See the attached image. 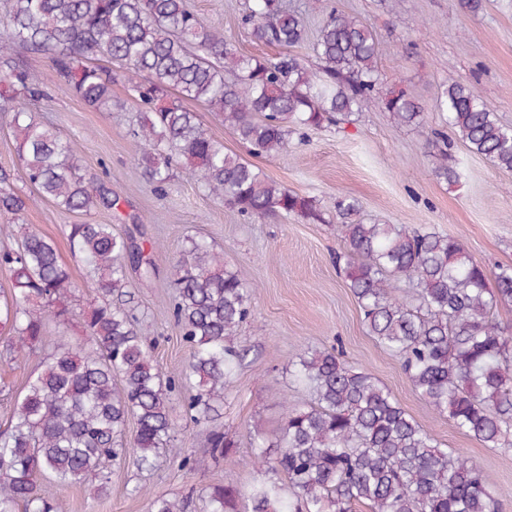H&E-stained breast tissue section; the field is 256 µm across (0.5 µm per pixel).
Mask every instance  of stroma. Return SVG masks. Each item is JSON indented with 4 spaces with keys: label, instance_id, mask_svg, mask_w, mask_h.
I'll return each instance as SVG.
<instances>
[{
    "label": "stroma",
    "instance_id": "stroma-1",
    "mask_svg": "<svg viewBox=\"0 0 512 512\" xmlns=\"http://www.w3.org/2000/svg\"><path fill=\"white\" fill-rule=\"evenodd\" d=\"M213 27L223 30L240 51L272 56L276 49L253 42L241 23L242 0H190ZM302 11L310 29L325 12L338 10L368 25L378 42L382 77L414 96L424 109V127L397 125L384 110L356 114L344 128L327 125L293 135L287 152L254 163L270 178L298 194L319 200L334 216L337 197L357 200L360 216L385 224L431 227L459 239L476 260L494 269L512 266V173L470 153L457 136L448 138V164L459 179H439L437 149L427 132L445 126L435 108L443 86L469 83L498 115L512 125V0H486L478 15L461 11L457 0H287ZM118 106L98 112L79 99L53 90L35 117L51 123L61 137L74 141L88 174L97 176L121 203L118 215L92 213L100 224L126 232L144 231L143 248L153 270L140 276L128 270V290L152 330L154 356L168 376L180 375L189 359L171 314L175 262L190 239L202 238L254 290L253 311L236 343L247 346L244 367L224 385L217 420L194 424L174 397L170 417L175 427L170 445L161 449L150 471L116 461L108 469V493L89 498L79 484L60 487L67 512H148L155 495L188 498L187 512H201L200 496L209 486L232 478L249 487L259 478L249 430L261 425L268 438L279 434L287 406L303 405L308 391L289 374L304 349L342 350L345 359L371 372L442 447L479 465L491 488L503 491L502 512H512V448H486L455 429L414 392L399 358L381 348L365 331L345 274L336 263L342 248L333 225L309 224L298 217L249 219L210 197L174 163L165 191L148 183L131 136L141 113L124 81L112 86ZM80 214L39 200L23 216L24 224L54 238L60 260L76 286L69 323L51 325L47 352L82 343V314L95 299L81 263L63 235L65 225L82 222ZM235 432L240 446L230 457L209 461L211 430ZM207 459L188 474L181 457Z\"/></svg>",
    "mask_w": 512,
    "mask_h": 512
}]
</instances>
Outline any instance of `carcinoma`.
<instances>
[{
	"label": "carcinoma",
	"mask_w": 512,
	"mask_h": 512,
	"mask_svg": "<svg viewBox=\"0 0 512 512\" xmlns=\"http://www.w3.org/2000/svg\"><path fill=\"white\" fill-rule=\"evenodd\" d=\"M0 37V102L11 105L21 179L59 207L85 215L112 210L119 198L88 174L75 144L34 122L31 112L50 86L99 112L117 106L112 84L123 78L144 116L134 131L148 181L162 191L177 157L211 196L248 218H326L316 199L270 179L244 158L224 152L197 113L198 102L224 116L249 154L270 158L292 133L340 124L377 106L407 126L422 124L418 103L384 83L377 42L368 26L333 13L314 42L315 67L291 48L308 40L300 13L285 0H245L242 23L251 37L276 46L273 57L245 55L190 9L187 0H8ZM50 55L44 79L19 52ZM436 106L473 154L512 172V126L475 87H444ZM29 197L0 173V213L20 220ZM339 258L366 332L398 357L414 391L455 428L486 448L512 447V334L494 311L512 302V266L492 271L456 238L431 228L367 223L357 203L336 201ZM72 255L87 269L100 302L84 315L87 344L48 355L15 398L0 430V512H64L53 487L109 484L106 464L131 460L151 469L173 434L170 402L183 397L189 419H211L224 382L248 348L230 338L250 314L252 290L204 239H192L174 266L172 316L190 349L178 378L152 355L148 326L124 296L126 264L147 275L151 263L130 236L85 221L65 229ZM0 269L12 279L0 297L8 330L0 358L10 362L48 341L50 321L70 319V273L56 242L28 227L14 246L0 247ZM415 288L408 300L398 284ZM290 374L311 395L286 412L276 444L253 427L252 448L265 477L244 492L232 480L204 494L206 512H500L501 501L475 463L441 447L392 392L335 350L310 349ZM130 444L122 435L129 422ZM211 459L236 452L237 435L210 434ZM187 501L156 495L149 512H186Z\"/></svg>",
	"instance_id": "cac0c4a2"
}]
</instances>
